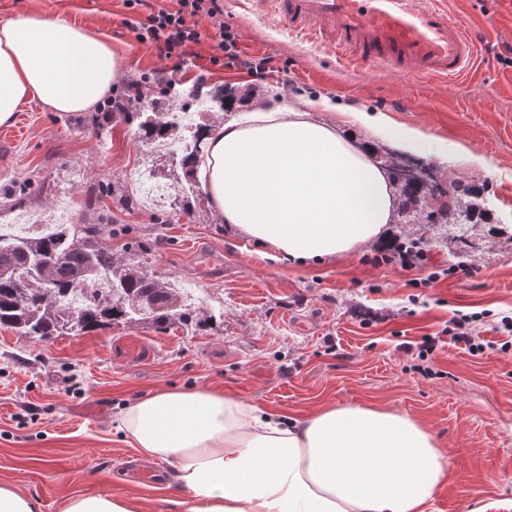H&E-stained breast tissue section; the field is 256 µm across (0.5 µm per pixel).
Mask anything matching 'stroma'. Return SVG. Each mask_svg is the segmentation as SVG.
Segmentation results:
<instances>
[{"instance_id": "obj_1", "label": "stroma", "mask_w": 512, "mask_h": 512, "mask_svg": "<svg viewBox=\"0 0 512 512\" xmlns=\"http://www.w3.org/2000/svg\"><path fill=\"white\" fill-rule=\"evenodd\" d=\"M447 4L466 23L494 22L480 42L482 63L466 78L448 84L371 67L345 83L326 49L290 37L273 16L251 14L247 0H224V24L240 49L273 59L266 83L254 87L243 68L210 64L217 31L206 17H194L200 40L166 84L154 80L165 61L126 26L123 0H0L1 21L35 12L99 32L122 63L107 95L112 102H124L133 82L149 99L173 98L203 71L207 89H233L250 106L326 99L461 143L486 159L487 171L476 172L463 157L416 159L463 203L472 200L470 188L482 189L507 226L500 234L485 224L465 225L460 234L431 227L426 258L411 270L372 266L371 247L323 262H273L235 228L210 219L204 192L186 200L172 187L164 221L155 222L133 174L147 165L161 176L166 163L143 140L137 118L113 121L103 138L90 113L25 103L13 124L0 126V213H43L65 196L73 223L109 215L121 230L111 240L114 251L166 282L199 289L216 318L195 333L115 326L44 341L0 327V483L35 496L40 512H60L68 496L92 489L137 498L145 512H180L170 502V467L140 461L117 419L161 388L214 387L296 417L325 402L407 412L449 454L448 482L432 512H500L499 501L512 499V349L500 350L504 337L494 330L501 317H512V67L498 57L512 48V0ZM23 180L32 184L28 198L5 195ZM107 182L122 199L99 191ZM460 265L473 274L454 275ZM482 311V336L492 343L484 354L446 342L431 363L419 359L423 337L455 314ZM127 337L139 338L150 358H125L119 343ZM426 367L431 376L423 375Z\"/></svg>"}]
</instances>
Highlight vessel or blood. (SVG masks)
Returning a JSON list of instances; mask_svg holds the SVG:
<instances>
[{"mask_svg": "<svg viewBox=\"0 0 512 512\" xmlns=\"http://www.w3.org/2000/svg\"><path fill=\"white\" fill-rule=\"evenodd\" d=\"M257 16L273 15L289 33L332 48L344 70L374 65L417 78L452 81L477 57L481 29L461 23L446 0H249Z\"/></svg>", "mask_w": 512, "mask_h": 512, "instance_id": "obj_1", "label": "vessel or blood"}]
</instances>
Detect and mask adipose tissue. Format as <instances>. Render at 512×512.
Wrapping results in <instances>:
<instances>
[{
  "label": "adipose tissue",
  "instance_id": "1",
  "mask_svg": "<svg viewBox=\"0 0 512 512\" xmlns=\"http://www.w3.org/2000/svg\"><path fill=\"white\" fill-rule=\"evenodd\" d=\"M121 71L100 34L68 20L23 14L1 22L0 126L30 100L52 112L90 111ZM329 108L325 100L259 104L206 132L199 179L210 213L260 255L304 264L382 240L396 189L350 125L397 150L443 160L466 154L382 112L321 120ZM119 428L142 459L174 469L183 512H430L448 480V453L432 431L384 406L325 403L287 421L207 388L161 389L129 404ZM63 512L141 508L106 490L71 495Z\"/></svg>",
  "mask_w": 512,
  "mask_h": 512
}]
</instances>
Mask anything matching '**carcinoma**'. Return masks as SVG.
Masks as SVG:
<instances>
[{
    "label": "carcinoma",
    "instance_id": "cac0c4a2",
    "mask_svg": "<svg viewBox=\"0 0 512 512\" xmlns=\"http://www.w3.org/2000/svg\"><path fill=\"white\" fill-rule=\"evenodd\" d=\"M171 109L169 104L160 111L142 113L139 128L145 140L184 138V129L169 119ZM202 153L200 149L176 157L170 177L195 185L194 165ZM388 168L403 196L399 213L423 211L421 219L429 226L497 223L493 210L479 205L448 201L426 206V198L436 190L425 166L416 165L420 174L412 175L411 165L392 159ZM436 192L445 195L441 189ZM108 223L102 217L98 224H63L52 236H33L0 248V327L45 340L85 335L115 324H146L160 331L207 326L213 318L209 310L186 308L168 283L112 250L105 235L116 231L108 229ZM95 275L112 281V298H93L81 310L70 309L68 293Z\"/></svg>",
    "mask_w": 512,
    "mask_h": 512
}]
</instances>
